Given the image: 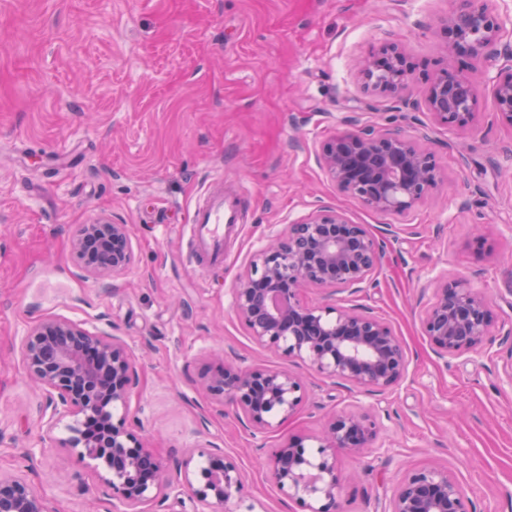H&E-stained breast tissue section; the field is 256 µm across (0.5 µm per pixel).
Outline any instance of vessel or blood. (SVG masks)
I'll list each match as a JSON object with an SVG mask.
<instances>
[{
  "instance_id": "b4317fda",
  "label": "vessel or blood",
  "mask_w": 512,
  "mask_h": 512,
  "mask_svg": "<svg viewBox=\"0 0 512 512\" xmlns=\"http://www.w3.org/2000/svg\"><path fill=\"white\" fill-rule=\"evenodd\" d=\"M238 221L235 200L225 198L223 180H214L208 198L194 212L195 251L202 259H224V227Z\"/></svg>"
}]
</instances>
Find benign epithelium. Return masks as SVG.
<instances>
[{"mask_svg":"<svg viewBox=\"0 0 512 512\" xmlns=\"http://www.w3.org/2000/svg\"><path fill=\"white\" fill-rule=\"evenodd\" d=\"M446 47H464L472 56L493 58L512 27L497 19L484 0H465L444 21ZM364 86L380 93L401 92L411 83L405 59L390 44L359 67ZM434 120L450 130L468 128L476 117L475 81L443 71L431 81L425 97ZM493 105L512 125V70L493 80ZM322 149L321 163L339 192L358 198L383 213L402 211L424 199L438 181L433 156L419 143L395 132H380L358 116L345 122ZM73 252L84 259L93 277H111L133 263L128 225L99 217L80 227ZM383 244L365 224L352 223L342 211L318 206L258 254L234 288V309L259 345L309 363L338 383L361 392L383 393L405 377L408 361L390 323L350 305L329 311L303 301L307 288L335 293L361 291L371 283ZM494 313L485 298L463 279L437 281L424 306V335L434 354L450 363L479 355L493 345L489 336ZM497 354L504 359L498 379L512 388V324L501 328ZM22 356L33 383L46 394L51 417L82 415L105 428L94 438L76 428L64 447L102 458L112 471L115 512H143L157 498L176 499L192 489L189 512H216L233 500L242 502L243 475L232 462L218 470L203 468V487L193 489L194 456L184 462V484H176L161 462L144 449L124 422H113L111 407L127 401L133 370L126 344L100 336L80 324L44 319L22 339ZM303 382L286 370L243 369L222 362L199 378V391L233 403L262 432L274 414L286 416L302 400ZM377 424L367 413L333 416L319 439L317 453L298 440L278 449L269 477L277 488L306 503L309 512H334L340 490L336 451L360 452L372 447ZM0 512H50L33 485L22 476L0 474ZM385 512H476L455 476L446 468L407 471L398 481Z\"/></svg>","mask_w":512,"mask_h":512,"instance_id":"obj_1","label":"benign epithelium"}]
</instances>
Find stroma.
<instances>
[{"label":"stroma","mask_w":512,"mask_h":512,"mask_svg":"<svg viewBox=\"0 0 512 512\" xmlns=\"http://www.w3.org/2000/svg\"><path fill=\"white\" fill-rule=\"evenodd\" d=\"M459 0H0V473L28 478L51 512H112L103 460L64 448L81 417L52 422L20 353L31 326L63 318L128 346L135 385L127 426L175 473L233 461L257 512H306L268 477L273 452L316 446L328 418L368 411L380 449L339 453L338 512H380L402 474L445 467L478 512H512V390L497 360L444 363L429 346L418 298L448 274L470 280L497 321L512 320V125L492 79L512 59L445 48L442 21ZM395 43L413 82L405 94L365 89L359 59ZM441 70L478 85L473 125H437L425 102ZM410 107H403L402 98ZM381 131L426 140L439 181L420 203L379 213L338 193L319 164L350 113ZM238 205L224 261L193 257L192 215L214 178ZM342 210L384 243L371 287L309 290L321 306L358 305L391 324L405 378L361 393L308 363L255 343L233 290L266 240L314 205ZM128 224L132 266L87 275L70 243L99 215ZM504 231L479 252L482 225ZM246 368L299 374L304 396L265 432L235 405L196 391L216 352ZM34 449V458L24 455Z\"/></svg>","instance_id":"obj_1"}]
</instances>
